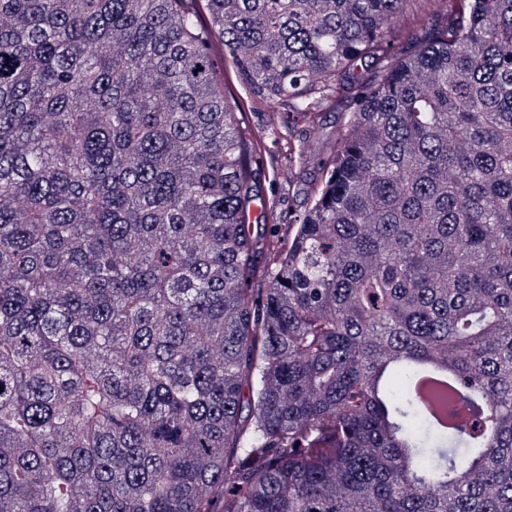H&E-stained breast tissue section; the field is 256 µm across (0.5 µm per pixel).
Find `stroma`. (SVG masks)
<instances>
[{"label": "stroma", "instance_id": "1", "mask_svg": "<svg viewBox=\"0 0 512 512\" xmlns=\"http://www.w3.org/2000/svg\"><path fill=\"white\" fill-rule=\"evenodd\" d=\"M455 6V0H439L438 4L427 8L416 6L404 10L392 27V52L405 51L412 43L426 39L431 29L444 24ZM378 73L377 64L359 63L353 77L337 91L335 100L319 107L313 122L279 104L261 105L244 114L243 122L252 130L268 131L272 127L277 130L276 135H270L267 140L260 191L266 199L275 201L279 210L294 215L312 206L322 180L316 161L338 144L361 92ZM288 141L304 152V162L289 164L284 148Z\"/></svg>", "mask_w": 512, "mask_h": 512}]
</instances>
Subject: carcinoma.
<instances>
[{"label":"carcinoma","instance_id":"1","mask_svg":"<svg viewBox=\"0 0 512 512\" xmlns=\"http://www.w3.org/2000/svg\"><path fill=\"white\" fill-rule=\"evenodd\" d=\"M409 2L0 0V512H512V0L389 57L285 242L213 55L307 115Z\"/></svg>","mask_w":512,"mask_h":512}]
</instances>
